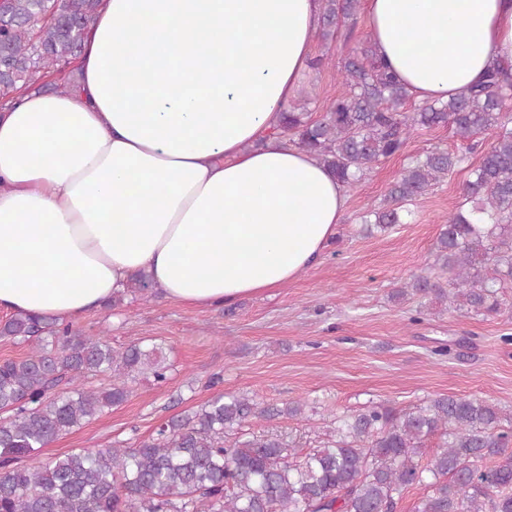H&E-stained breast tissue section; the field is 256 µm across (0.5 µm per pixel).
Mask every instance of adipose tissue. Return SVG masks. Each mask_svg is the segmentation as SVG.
I'll list each match as a JSON object with an SVG mask.
<instances>
[{
  "label": "adipose tissue",
  "instance_id": "adipose-tissue-1",
  "mask_svg": "<svg viewBox=\"0 0 512 512\" xmlns=\"http://www.w3.org/2000/svg\"><path fill=\"white\" fill-rule=\"evenodd\" d=\"M376 58L420 102L512 65V0H363ZM320 0H101L68 94L0 113V311L86 315L147 273L197 307L318 264L344 185L272 136Z\"/></svg>",
  "mask_w": 512,
  "mask_h": 512
}]
</instances>
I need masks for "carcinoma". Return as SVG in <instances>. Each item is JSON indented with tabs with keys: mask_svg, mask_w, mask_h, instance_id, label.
<instances>
[{
	"mask_svg": "<svg viewBox=\"0 0 512 512\" xmlns=\"http://www.w3.org/2000/svg\"><path fill=\"white\" fill-rule=\"evenodd\" d=\"M360 0H322V30L347 25ZM99 0H9L0 13V97L49 78L68 90L69 69L82 52ZM346 92L312 121L298 104L283 113L274 134L312 152L345 186L382 159L403 151L416 126H449L489 148L471 169L464 201L448 215L425 275L398 291L448 299V307L477 314L503 310L501 289L512 283V128L503 109L512 85L492 71L470 94L403 112L408 90L363 46L339 70ZM465 155L432 150L407 166L368 212L372 228L401 223L409 202L448 176ZM493 262L491 275L475 267ZM143 276L112 297L144 294ZM0 335L31 342L20 360L0 364V512H395L404 491L423 490L416 512H512V426L497 404L479 397L439 396L396 409L371 402L336 417L328 439L307 451L277 434L247 436L254 419L294 418L304 404L263 406L246 395L219 394L198 411L162 422L133 448L109 445L74 451L39 465L22 458L46 447L106 409L123 404L129 384L149 375L163 384L169 367L157 348L114 350L52 316H10ZM112 375V387L87 389L84 380ZM439 444L423 466L424 443ZM497 458L494 466L485 462Z\"/></svg>",
	"mask_w": 512,
	"mask_h": 512,
	"instance_id": "cac0c4a2",
	"label": "carcinoma"
}]
</instances>
